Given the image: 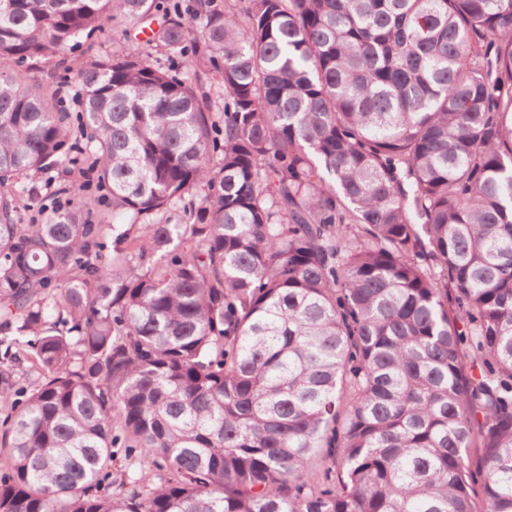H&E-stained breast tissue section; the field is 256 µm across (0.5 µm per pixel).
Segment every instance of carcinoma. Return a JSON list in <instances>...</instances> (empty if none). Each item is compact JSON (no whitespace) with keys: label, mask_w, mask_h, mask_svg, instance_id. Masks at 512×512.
Masks as SVG:
<instances>
[{"label":"carcinoma","mask_w":512,"mask_h":512,"mask_svg":"<svg viewBox=\"0 0 512 512\" xmlns=\"http://www.w3.org/2000/svg\"><path fill=\"white\" fill-rule=\"evenodd\" d=\"M247 2L0 0L1 65L129 25L79 68L106 194L0 195V512H512V0ZM69 128L0 71V185ZM199 84H202V89L200 93H204L206 95L203 96V102H206L209 112H215L217 115L224 110V96L222 89H220L217 85L211 83V80L208 78V75H205L201 72H198ZM125 448H113L117 454L116 464L112 467V491L117 492L119 483H124L123 489H129L132 486L140 490L147 491L159 482L158 476L144 468L140 459L132 456H125Z\"/></svg>","instance_id":"obj_1"}]
</instances>
